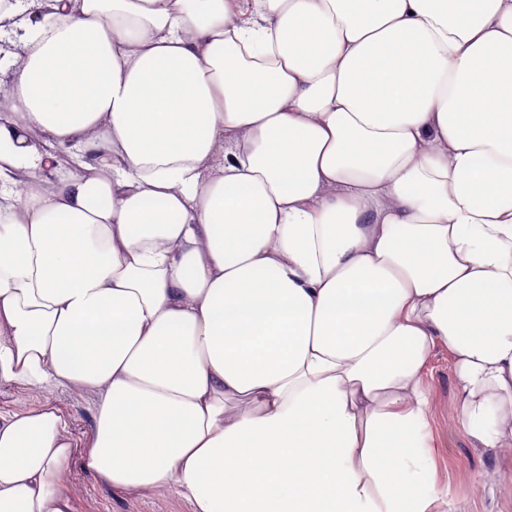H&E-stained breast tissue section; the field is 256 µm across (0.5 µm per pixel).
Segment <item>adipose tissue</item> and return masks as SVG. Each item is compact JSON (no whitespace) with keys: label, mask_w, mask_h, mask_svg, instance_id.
<instances>
[{"label":"adipose tissue","mask_w":512,"mask_h":512,"mask_svg":"<svg viewBox=\"0 0 512 512\" xmlns=\"http://www.w3.org/2000/svg\"><path fill=\"white\" fill-rule=\"evenodd\" d=\"M1 40L0 385L96 423L0 412V512H74L76 460L193 512H444L439 345L512 450V0H10ZM45 401L54 405L67 420L73 440L85 447L94 430L93 407L90 397H81L67 389L37 395L19 385L0 386V411H18L40 406Z\"/></svg>","instance_id":"ef3b65f1"}]
</instances>
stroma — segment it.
Here are the masks:
<instances>
[{"mask_svg":"<svg viewBox=\"0 0 512 512\" xmlns=\"http://www.w3.org/2000/svg\"><path fill=\"white\" fill-rule=\"evenodd\" d=\"M425 383L432 399L429 415L430 454L436 477L451 491L454 512H512V451L473 447L453 423L457 404L453 360L446 347H436ZM54 405L67 420L73 440L85 447L94 430L90 397L66 389L41 396L19 385L0 386V411ZM75 486L74 512H192L183 498L162 490L128 493L84 471L80 463L70 469Z\"/></svg>","mask_w":512,"mask_h":512,"instance_id":"1","label":"stroma"}]
</instances>
